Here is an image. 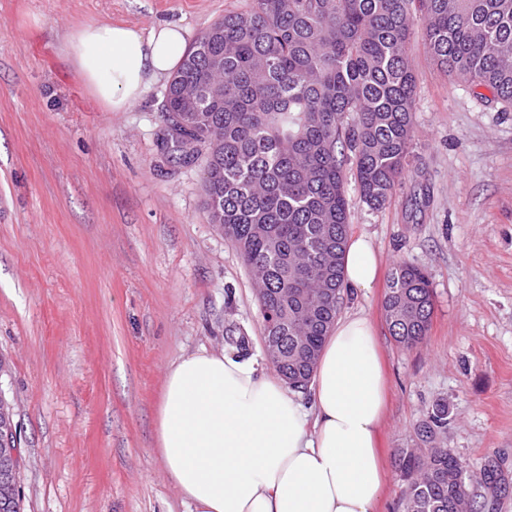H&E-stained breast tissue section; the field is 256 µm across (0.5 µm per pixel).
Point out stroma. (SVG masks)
Wrapping results in <instances>:
<instances>
[{
	"mask_svg": "<svg viewBox=\"0 0 512 512\" xmlns=\"http://www.w3.org/2000/svg\"><path fill=\"white\" fill-rule=\"evenodd\" d=\"M250 3L0 0V396L16 412L22 512H187L157 452L167 367L201 348L268 365L250 271L208 221L203 162L161 155L166 82L107 112L60 53L84 22L176 21L192 42ZM408 55L406 171L379 210L346 182L351 232L381 264L375 287L341 306L374 321L389 382L377 512H401L396 453L439 399L441 447L473 471L495 466L503 485L489 504L512 512V107L440 69L421 25ZM402 262L427 272L434 295L412 349L383 311Z\"/></svg>",
	"mask_w": 512,
	"mask_h": 512,
	"instance_id": "obj_1",
	"label": "stroma"
}]
</instances>
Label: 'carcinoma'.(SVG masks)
Instances as JSON below:
<instances>
[{"instance_id":"obj_1","label":"carcinoma","mask_w":512,"mask_h":512,"mask_svg":"<svg viewBox=\"0 0 512 512\" xmlns=\"http://www.w3.org/2000/svg\"><path fill=\"white\" fill-rule=\"evenodd\" d=\"M424 27L434 61L512 105V0H252L195 41L166 88L162 112H181L206 149L213 217L258 287L277 372L307 388L344 297L352 170L361 200L388 201L414 137L415 75L407 39ZM434 311L430 280L401 263L384 303L390 335L421 344ZM448 403L401 448L403 512H483L471 485L497 490L488 467L436 446Z\"/></svg>"}]
</instances>
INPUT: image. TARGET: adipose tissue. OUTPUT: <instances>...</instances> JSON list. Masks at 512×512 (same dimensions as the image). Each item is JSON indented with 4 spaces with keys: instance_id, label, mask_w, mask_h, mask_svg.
Returning <instances> with one entry per match:
<instances>
[{
    "instance_id": "ef3b65f1",
    "label": "adipose tissue",
    "mask_w": 512,
    "mask_h": 512,
    "mask_svg": "<svg viewBox=\"0 0 512 512\" xmlns=\"http://www.w3.org/2000/svg\"><path fill=\"white\" fill-rule=\"evenodd\" d=\"M187 29L88 22L64 43L70 68L105 111L125 112L181 63ZM379 256L348 238L343 286L371 288ZM386 379L369 315L333 325L309 391L253 360L199 349L169 367L157 418L165 473L189 512H375L384 471Z\"/></svg>"
}]
</instances>
